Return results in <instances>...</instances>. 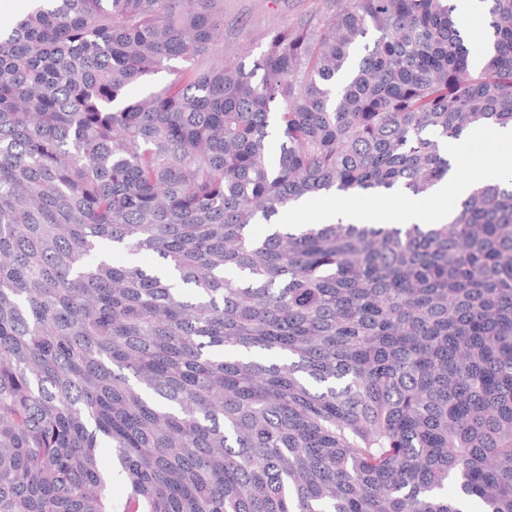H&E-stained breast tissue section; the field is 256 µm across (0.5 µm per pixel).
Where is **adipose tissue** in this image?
<instances>
[{
    "instance_id": "1",
    "label": "adipose tissue",
    "mask_w": 512,
    "mask_h": 512,
    "mask_svg": "<svg viewBox=\"0 0 512 512\" xmlns=\"http://www.w3.org/2000/svg\"><path fill=\"white\" fill-rule=\"evenodd\" d=\"M490 137L495 139L500 149V161L477 167L473 178L465 180L455 178L442 182L432 195L435 209L429 218L430 223L446 222L449 210L471 192L474 183L499 182L506 171L512 169V127L493 132L481 127L471 128L459 140L450 144L449 151L453 156L461 159L471 156Z\"/></svg>"
}]
</instances>
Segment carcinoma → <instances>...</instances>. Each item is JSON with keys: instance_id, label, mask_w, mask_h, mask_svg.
Here are the masks:
<instances>
[{"instance_id": "cac0c4a2", "label": "carcinoma", "mask_w": 512, "mask_h": 512, "mask_svg": "<svg viewBox=\"0 0 512 512\" xmlns=\"http://www.w3.org/2000/svg\"><path fill=\"white\" fill-rule=\"evenodd\" d=\"M30 2L0 28V512H512V173L445 224L253 233L429 196L448 141L512 125V0H479L478 65L454 0H335L250 67L224 0ZM391 197V195L380 198H374L369 195L354 196L351 198L348 212L354 218L356 224H366L364 214L369 211L385 212L386 202Z\"/></svg>"}]
</instances>
